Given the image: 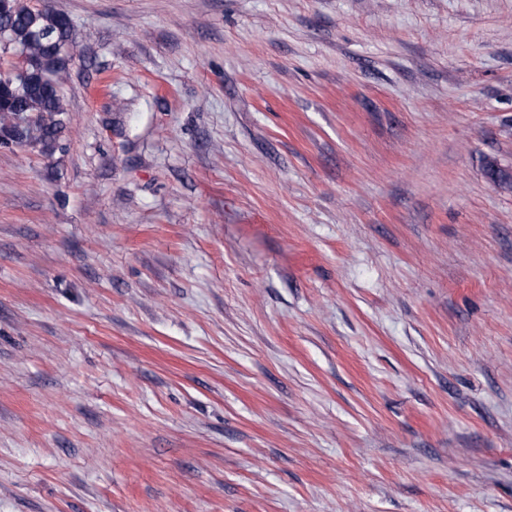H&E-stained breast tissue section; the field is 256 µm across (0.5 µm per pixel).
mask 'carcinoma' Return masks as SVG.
I'll return each mask as SVG.
<instances>
[{
    "label": "carcinoma",
    "mask_w": 512,
    "mask_h": 512,
    "mask_svg": "<svg viewBox=\"0 0 512 512\" xmlns=\"http://www.w3.org/2000/svg\"><path fill=\"white\" fill-rule=\"evenodd\" d=\"M74 43L70 18L48 6L32 8L24 0H0V133L13 136L21 119L24 146L55 151L67 109L61 92Z\"/></svg>",
    "instance_id": "cac0c4a2"
}]
</instances>
